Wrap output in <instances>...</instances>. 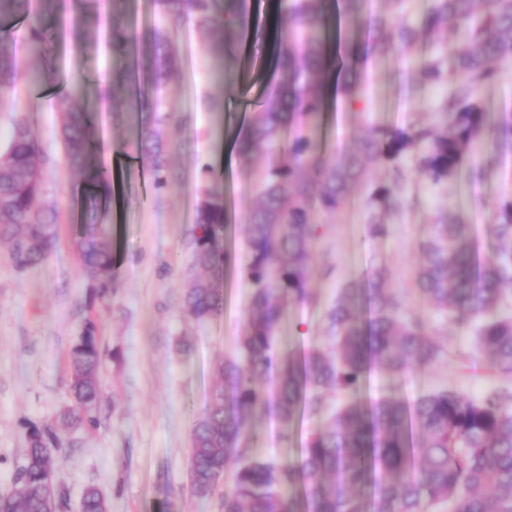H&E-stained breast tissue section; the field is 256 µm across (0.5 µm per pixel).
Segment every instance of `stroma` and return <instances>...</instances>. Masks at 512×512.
<instances>
[{
    "label": "stroma",
    "instance_id": "35a3bbf8",
    "mask_svg": "<svg viewBox=\"0 0 512 512\" xmlns=\"http://www.w3.org/2000/svg\"><path fill=\"white\" fill-rule=\"evenodd\" d=\"M254 8L255 27L230 59L215 56L213 38L193 26L180 33L179 75L164 90L170 118L163 127L165 140L173 146L170 165L180 177L158 197H144L143 169L116 153L131 127L112 118V97L119 87L100 79L112 67L106 38H99L97 49L86 56L62 37L48 41L57 78L82 74L89 81L83 106L99 142L97 162L112 176V195L105 203L87 200L81 175L60 162L52 90L31 99L27 121L44 151L58 161L46 175L40 199L44 209L59 216L58 238L42 263L22 273L12 265L9 242L0 240V493L10 488L27 448L28 428L36 425L52 429L66 444L53 465L54 483L67 494L66 512H79L90 488L105 500L107 512H160L167 500L176 512H222L219 497L203 499L191 488L189 420L219 387L217 368L234 354L249 308L244 225L255 197L238 145L245 134L246 110L282 76L268 39L272 15L266 0H255ZM400 68L395 58L371 68L372 119L394 126L430 122L441 88L422 84L412 72L401 75ZM209 95L223 96V111L205 108L203 100ZM359 125L357 114L330 104L322 127L328 152H344ZM207 163L224 171V203L234 227L233 283L223 317L201 323L184 310L183 286L195 274L191 231ZM369 193V188H354L336 216L320 224L309 273V292L316 303L290 304L278 331L280 343L330 348L323 307L333 303L352 276L382 269L392 287L404 290L407 310L426 318L442 348L434 365L401 379L400 395L413 401L448 387L480 398L502 388L503 380L486 360L474 356L469 330L444 332L443 318L414 285V271L421 263L417 243L443 206L473 225L481 260L492 258L485 227L493 222L502 198L512 196V149L501 153L497 171L485 177L475 175L469 160L448 183L436 186L414 179L410 207L391 218L390 232L383 238L365 232ZM80 223L112 227L123 274L107 298H93V284L82 273L71 244V227ZM90 319L99 327L103 351L102 397L93 428L65 418L69 352ZM321 421V416L306 415L287 440L274 415H263L257 423L260 454L297 456Z\"/></svg>",
    "mask_w": 512,
    "mask_h": 512
}]
</instances>
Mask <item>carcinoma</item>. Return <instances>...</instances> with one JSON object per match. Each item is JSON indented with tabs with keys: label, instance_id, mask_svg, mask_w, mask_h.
Segmentation results:
<instances>
[{
	"label": "carcinoma",
	"instance_id": "cac0c4a2",
	"mask_svg": "<svg viewBox=\"0 0 512 512\" xmlns=\"http://www.w3.org/2000/svg\"><path fill=\"white\" fill-rule=\"evenodd\" d=\"M344 35L336 61L346 71L336 95L363 120L345 153L329 156L317 138L324 112L327 53L332 25L326 0H279L275 41L282 79L251 113L239 144L243 163L254 173L257 204L244 232L250 254V311L237 338V356L219 366L224 386L214 390L202 412L192 416L189 474L198 497L212 495L234 461L224 489V512H512V393L467 397L440 388L409 403L392 396L371 401L361 395L371 371L401 378L434 364L441 347L430 340L426 323L401 310V300L385 276L352 277L326 310L334 349L275 348V333L292 301L307 302V283L319 221L331 218L351 190L370 183L369 161L394 166L393 185H378L369 201L367 232H388L385 217L407 201L400 166L407 155L416 172L434 184L456 175L477 152L512 144V118L496 120L485 111L484 86L499 71L491 63L512 55V0H429L420 23L410 21V0H340ZM158 24L141 30L112 22V63L122 76L120 107L137 116L136 135L119 151L145 165L156 193L174 174L172 150L161 127L168 114L160 95L163 82L178 74L172 36L183 26L220 32L224 57L252 26L250 0H153ZM62 21V34L79 51L86 33L101 25L92 0H0V19L24 24L29 47L41 53L40 76L54 72L42 52L43 15ZM455 35L442 40V33ZM436 46L418 71L445 86L429 124L398 127L372 122L367 72L374 63L398 56L410 67L421 39ZM0 31V90L14 91L27 78ZM87 91L82 76L55 101L64 162L84 175V192L93 199L111 193L109 173L95 163L97 140L89 113L80 105ZM151 116L142 120V114ZM49 158L26 118L14 116L10 140L0 150V239L11 244L19 272L41 262L57 240L56 216L38 207ZM193 230V267L205 272L185 284L184 308L197 321L224 314V279L231 251L224 174L203 166ZM497 242L494 258L479 259L470 225L441 212L418 243L423 257L415 284L448 327L473 329L478 354L493 373L512 381V199L501 203L490 228ZM72 243L82 272L95 283L93 296L105 298L121 276L105 224L73 228ZM101 352L94 321L71 349L68 418L97 424ZM272 374L270 397L260 380ZM348 393L345 405L310 433L296 459H267L252 454L253 419L272 404L286 432L310 412L326 411L323 392ZM61 438L35 425L28 432L24 462L16 469L10 495L0 512H61L66 498L52 480ZM81 512H106L101 496L88 490Z\"/></svg>",
	"mask_w": 512,
	"mask_h": 512
}]
</instances>
